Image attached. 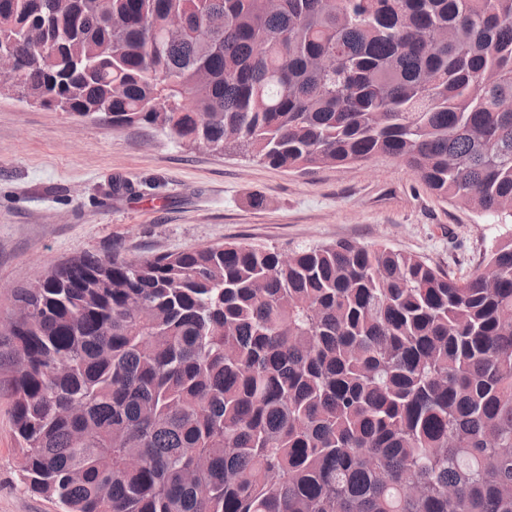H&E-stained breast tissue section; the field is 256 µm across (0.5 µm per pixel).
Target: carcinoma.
<instances>
[{
    "label": "carcinoma",
    "instance_id": "cac0c4a2",
    "mask_svg": "<svg viewBox=\"0 0 512 512\" xmlns=\"http://www.w3.org/2000/svg\"><path fill=\"white\" fill-rule=\"evenodd\" d=\"M2 44L47 109L512 200V0H0ZM282 255L115 245L13 288L25 488L63 512H512V237L463 281L386 246Z\"/></svg>",
    "mask_w": 512,
    "mask_h": 512
}]
</instances>
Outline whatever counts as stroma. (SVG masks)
<instances>
[{"mask_svg":"<svg viewBox=\"0 0 512 512\" xmlns=\"http://www.w3.org/2000/svg\"><path fill=\"white\" fill-rule=\"evenodd\" d=\"M510 236L512 217L438 199L385 156L275 169L46 109L0 84V319L12 314L13 286L115 243L147 257L225 242L288 252L348 240L418 256L463 280ZM9 408L1 396L0 512H62L21 484Z\"/></svg>","mask_w":512,"mask_h":512,"instance_id":"stroma-1","label":"stroma"}]
</instances>
